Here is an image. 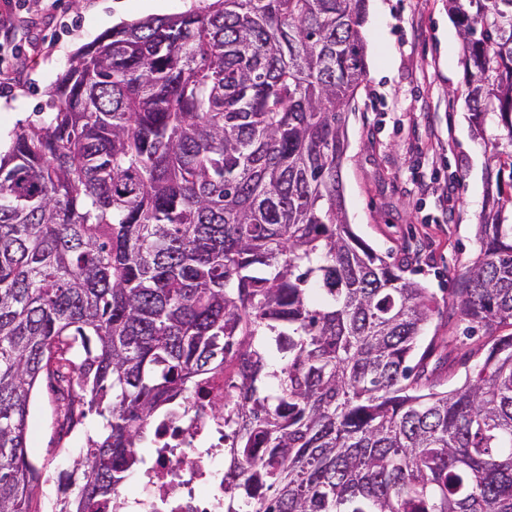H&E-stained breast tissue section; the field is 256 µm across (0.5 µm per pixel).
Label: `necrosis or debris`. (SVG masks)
Returning a JSON list of instances; mask_svg holds the SVG:
<instances>
[{"label": "necrosis or debris", "mask_w": 512, "mask_h": 512, "mask_svg": "<svg viewBox=\"0 0 512 512\" xmlns=\"http://www.w3.org/2000/svg\"><path fill=\"white\" fill-rule=\"evenodd\" d=\"M224 401V380L215 378L203 395L189 398L185 408L163 416L153 439L165 452L151 457L134 480L138 495L121 494L120 512H224V424L210 407Z\"/></svg>", "instance_id": "1"}]
</instances>
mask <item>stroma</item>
<instances>
[{"mask_svg": "<svg viewBox=\"0 0 512 512\" xmlns=\"http://www.w3.org/2000/svg\"><path fill=\"white\" fill-rule=\"evenodd\" d=\"M194 0H0V26L13 28L15 51L0 60L13 76L0 85V148L21 122L44 111L57 77L76 51L111 30L113 21L183 12ZM458 20L448 0H368L362 28L366 76L347 119L341 179L347 221L376 252L408 263L414 279L438 300L479 250L476 238L488 179L498 167L474 141L465 105L466 74ZM426 336L457 339L441 378L462 383L464 353L477 342L447 315ZM59 395L38 383L30 399L29 461L49 481L39 483L30 512H54L57 476L97 423H58Z\"/></svg>", "mask_w": 512, "mask_h": 512, "instance_id": "stroma-1", "label": "stroma"}]
</instances>
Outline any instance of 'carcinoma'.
Listing matches in <instances>:
<instances>
[{"mask_svg": "<svg viewBox=\"0 0 512 512\" xmlns=\"http://www.w3.org/2000/svg\"><path fill=\"white\" fill-rule=\"evenodd\" d=\"M367 0H207L121 20L0 150V512H29L32 390L100 426L56 512H103L150 427L224 374V512H512V222L492 198L439 311L347 223ZM474 139L512 147V0H448ZM465 324L458 323L454 318L448 319V306L444 307L440 316H435L426 326L424 336L425 343L431 336H457V348L452 354L455 357V362L452 366L440 367L435 372L440 378L452 379L451 383L459 384L464 381L465 367L462 365L464 353L478 342V336L481 333H475L472 337H467L464 332Z\"/></svg>", "mask_w": 512, "mask_h": 512, "instance_id": "cac0c4a2", "label": "carcinoma"}]
</instances>
